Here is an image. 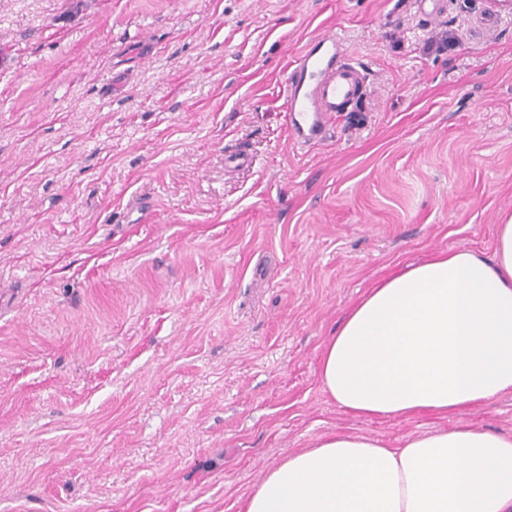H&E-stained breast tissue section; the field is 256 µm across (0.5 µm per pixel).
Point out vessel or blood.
Wrapping results in <instances>:
<instances>
[{
    "label": "vessel or blood",
    "instance_id": "b4317fda",
    "mask_svg": "<svg viewBox=\"0 0 512 512\" xmlns=\"http://www.w3.org/2000/svg\"><path fill=\"white\" fill-rule=\"evenodd\" d=\"M366 91L367 73L338 34L311 37L285 82L283 107L293 138L303 145L324 142L336 113L347 111Z\"/></svg>",
    "mask_w": 512,
    "mask_h": 512
}]
</instances>
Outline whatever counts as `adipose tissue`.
<instances>
[{"label": "adipose tissue", "mask_w": 512, "mask_h": 512, "mask_svg": "<svg viewBox=\"0 0 512 512\" xmlns=\"http://www.w3.org/2000/svg\"><path fill=\"white\" fill-rule=\"evenodd\" d=\"M325 394L365 419L445 416L512 394V218L493 254L439 252L378 280L319 353ZM243 512H512V435L459 425L331 432L269 469Z\"/></svg>", "instance_id": "adipose-tissue-1"}]
</instances>
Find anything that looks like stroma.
I'll list each match as a JSON object with an SVG mask.
<instances>
[{
  "mask_svg": "<svg viewBox=\"0 0 512 512\" xmlns=\"http://www.w3.org/2000/svg\"><path fill=\"white\" fill-rule=\"evenodd\" d=\"M323 30L369 85L307 147L282 91ZM511 216L495 0H0V512H240L328 432L512 434V395L369 420L318 376L378 278Z\"/></svg>",
  "mask_w": 512,
  "mask_h": 512,
  "instance_id": "obj_1",
  "label": "stroma"
}]
</instances>
